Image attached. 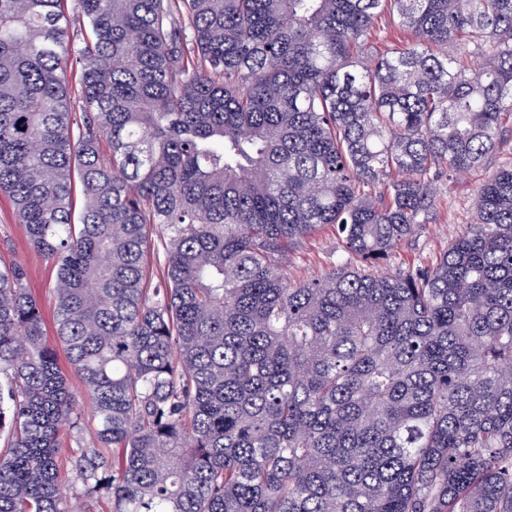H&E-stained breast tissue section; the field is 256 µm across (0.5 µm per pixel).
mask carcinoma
Instances as JSON below:
<instances>
[{"label": "carcinoma", "instance_id": "1", "mask_svg": "<svg viewBox=\"0 0 512 512\" xmlns=\"http://www.w3.org/2000/svg\"><path fill=\"white\" fill-rule=\"evenodd\" d=\"M61 3L0 0V192L58 265L81 496L512 512V166L431 263L368 271L512 120V0H78L77 47ZM386 12L412 38L370 65ZM325 225L342 258L288 280ZM25 279L0 267V512H74L76 402Z\"/></svg>", "mask_w": 512, "mask_h": 512}]
</instances>
